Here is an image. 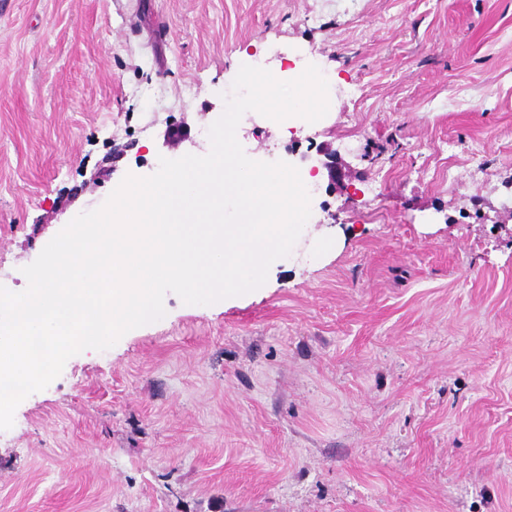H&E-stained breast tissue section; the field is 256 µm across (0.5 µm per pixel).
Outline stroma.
I'll use <instances>...</instances> for the list:
<instances>
[{
    "label": "stroma",
    "mask_w": 512,
    "mask_h": 512,
    "mask_svg": "<svg viewBox=\"0 0 512 512\" xmlns=\"http://www.w3.org/2000/svg\"><path fill=\"white\" fill-rule=\"evenodd\" d=\"M330 79L246 155L347 187L266 283L71 357L0 430V512H512V0H0V285L241 65ZM190 142L171 151L167 125Z\"/></svg>",
    "instance_id": "1"
}]
</instances>
